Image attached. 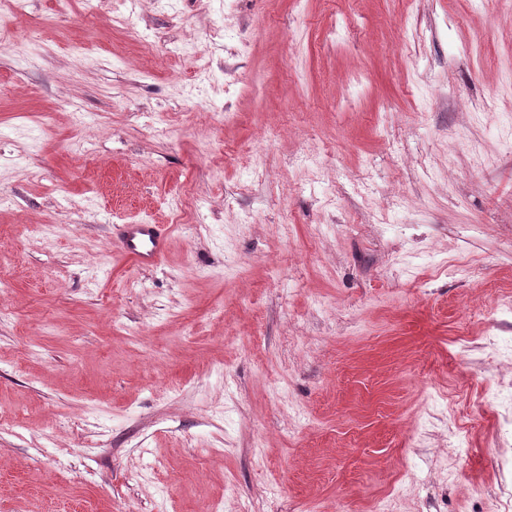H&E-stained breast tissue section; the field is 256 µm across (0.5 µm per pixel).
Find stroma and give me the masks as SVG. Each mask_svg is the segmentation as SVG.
<instances>
[{"label":"stroma","instance_id":"35a3bbf8","mask_svg":"<svg viewBox=\"0 0 512 512\" xmlns=\"http://www.w3.org/2000/svg\"><path fill=\"white\" fill-rule=\"evenodd\" d=\"M112 2L0 52V512H489L512 0ZM118 228L123 254L135 267L152 265L167 249L169 229L164 224L132 222Z\"/></svg>","mask_w":512,"mask_h":512}]
</instances>
